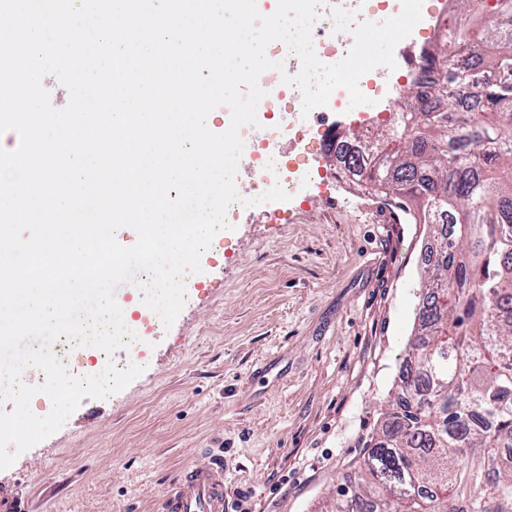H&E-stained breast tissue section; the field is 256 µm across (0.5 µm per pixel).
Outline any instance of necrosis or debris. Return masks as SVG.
<instances>
[{"label": "necrosis or debris", "mask_w": 512, "mask_h": 512, "mask_svg": "<svg viewBox=\"0 0 512 512\" xmlns=\"http://www.w3.org/2000/svg\"><path fill=\"white\" fill-rule=\"evenodd\" d=\"M342 6L346 10L361 14V0H325L320 7V18L312 30L313 46L318 59L325 64H334L340 61L344 53L337 44V36L333 32V20L331 10L333 6ZM268 57L273 61L284 62V70H268L260 78L259 85L264 90L265 96L259 102L257 111L267 115L271 112L274 103H282L283 115L280 120L274 121L268 126L267 143H259L254 140H246L244 153L254 157L255 166L253 175L265 187L281 186L289 195H298L305 186L317 183L321 173L306 162H299L279 155L273 148V141L279 139L288 140L294 146L306 147L313 139L320 136L322 128L329 119V115L340 107L343 100L348 99L347 90L336 89L330 96L327 105L313 109L309 115H302L292 105L284 104L283 73H297L300 69L298 59L290 54L284 43H277L270 48ZM396 71H388L384 68L375 69L373 75L363 76L359 82L360 91L368 100H375V107H368L367 103L352 108L351 114L354 121L368 123L378 120V108L384 107L387 96L393 92L394 86L390 84L391 75H398L404 79H412L418 76L421 66V58L417 55H406L396 52Z\"/></svg>", "instance_id": "necrosis-or-debris-1"}]
</instances>
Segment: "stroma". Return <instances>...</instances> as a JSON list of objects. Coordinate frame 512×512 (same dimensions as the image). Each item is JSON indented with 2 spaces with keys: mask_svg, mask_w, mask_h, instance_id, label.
Instances as JSON below:
<instances>
[{
  "mask_svg": "<svg viewBox=\"0 0 512 512\" xmlns=\"http://www.w3.org/2000/svg\"><path fill=\"white\" fill-rule=\"evenodd\" d=\"M324 183L240 216L204 252L202 287L172 326L141 319L143 373L83 398L0 470L30 512H155L182 465L224 451L229 512H325L396 386L420 301L421 224L345 181L324 140ZM266 374H259V367Z\"/></svg>",
  "mask_w": 512,
  "mask_h": 512,
  "instance_id": "1",
  "label": "stroma"
}]
</instances>
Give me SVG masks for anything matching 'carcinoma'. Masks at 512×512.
Segmentation results:
<instances>
[{"mask_svg":"<svg viewBox=\"0 0 512 512\" xmlns=\"http://www.w3.org/2000/svg\"><path fill=\"white\" fill-rule=\"evenodd\" d=\"M457 27L372 137L336 161L427 226V275L399 382L327 512H512V0H454ZM481 44L474 80L453 54Z\"/></svg>","mask_w":512,"mask_h":512,"instance_id":"carcinoma-1","label":"carcinoma"}]
</instances>
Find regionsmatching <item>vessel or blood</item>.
<instances>
[{
    "instance_id": "1",
    "label": "vessel or blood",
    "mask_w": 512,
    "mask_h": 512,
    "mask_svg": "<svg viewBox=\"0 0 512 512\" xmlns=\"http://www.w3.org/2000/svg\"><path fill=\"white\" fill-rule=\"evenodd\" d=\"M159 512H226L223 449H208L203 461L182 466L164 487Z\"/></svg>"
}]
</instances>
